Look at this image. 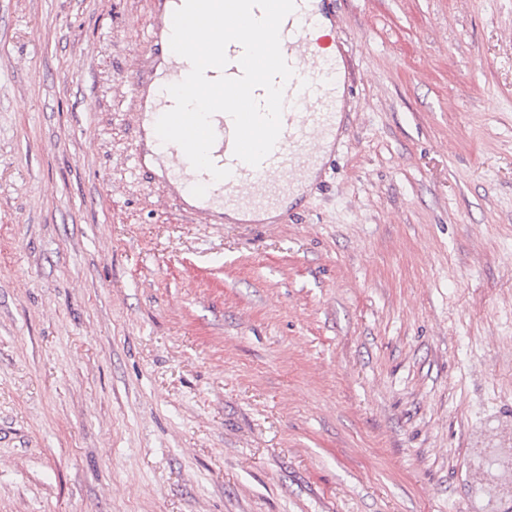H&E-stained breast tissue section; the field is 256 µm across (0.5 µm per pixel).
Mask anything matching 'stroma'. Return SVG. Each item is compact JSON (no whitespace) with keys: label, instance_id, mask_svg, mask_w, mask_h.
Segmentation results:
<instances>
[{"label":"stroma","instance_id":"1","mask_svg":"<svg viewBox=\"0 0 512 512\" xmlns=\"http://www.w3.org/2000/svg\"><path fill=\"white\" fill-rule=\"evenodd\" d=\"M163 18L0 0V512H500L512 0H336L340 139L270 224L146 162Z\"/></svg>","mask_w":512,"mask_h":512}]
</instances>
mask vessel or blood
<instances>
[{
	"mask_svg": "<svg viewBox=\"0 0 512 512\" xmlns=\"http://www.w3.org/2000/svg\"><path fill=\"white\" fill-rule=\"evenodd\" d=\"M295 2L294 12L281 25V50L294 75L284 85L282 131L271 154L256 167L236 159L233 121L224 113L211 118L216 134L211 158L217 167L230 169L227 179L217 181L195 170L177 144L165 146L170 167L193 189L202 211L218 206L258 212L273 208L279 200L275 186L288 173L322 166L324 141L338 136L342 72L335 55L324 52V41L316 36L336 16L333 0Z\"/></svg>",
	"mask_w": 512,
	"mask_h": 512,
	"instance_id": "1",
	"label": "vessel or blood"
}]
</instances>
